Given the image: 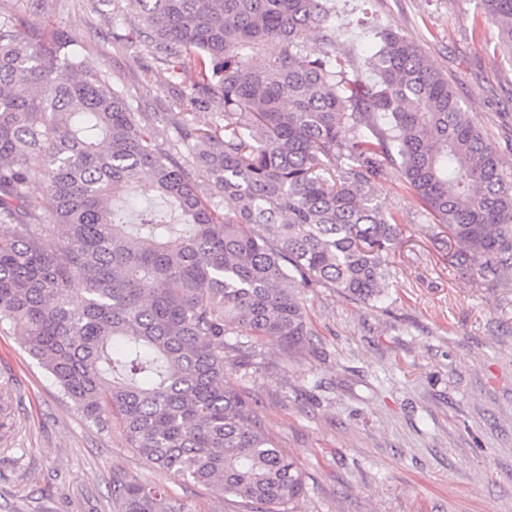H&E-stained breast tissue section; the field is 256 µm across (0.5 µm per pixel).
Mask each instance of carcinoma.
I'll return each instance as SVG.
<instances>
[{
	"instance_id": "1",
	"label": "carcinoma",
	"mask_w": 512,
	"mask_h": 512,
	"mask_svg": "<svg viewBox=\"0 0 512 512\" xmlns=\"http://www.w3.org/2000/svg\"><path fill=\"white\" fill-rule=\"evenodd\" d=\"M147 47L198 80L179 91L188 153L165 151L102 66L62 33L0 16V329L86 419L114 415L127 442L259 512H291L297 460L257 426L226 358L258 369V345L305 348L308 288L383 299L404 225L373 185L383 162L448 234V261L512 288V175L448 77L391 28L375 78L349 77L328 0H126ZM512 57V0H481ZM216 110L206 128L191 110ZM150 180L160 204L119 193ZM46 187L29 195L32 180ZM224 196L233 209L219 212ZM81 284V293L70 294ZM117 512H183L116 475Z\"/></svg>"
}]
</instances>
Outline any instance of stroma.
<instances>
[{
	"label": "stroma",
	"instance_id": "1",
	"mask_svg": "<svg viewBox=\"0 0 512 512\" xmlns=\"http://www.w3.org/2000/svg\"><path fill=\"white\" fill-rule=\"evenodd\" d=\"M338 3L358 57L375 52L379 27L413 40L456 83L512 174V60L497 50L496 28L473 35L479 0ZM3 14L46 36L64 30L134 111L155 116L163 148L175 144L167 116L196 76L127 48L138 18L126 0H0ZM374 191L406 226L387 298L372 306L309 289L306 350L290 359L262 343V368L232 361L229 376L304 472L294 512H512V289L488 291L449 265L446 241L394 166ZM0 388L13 417L0 437V512H114L118 473L162 485L185 512H253L149 462L118 419L86 421L9 330Z\"/></svg>",
	"mask_w": 512,
	"mask_h": 512
}]
</instances>
